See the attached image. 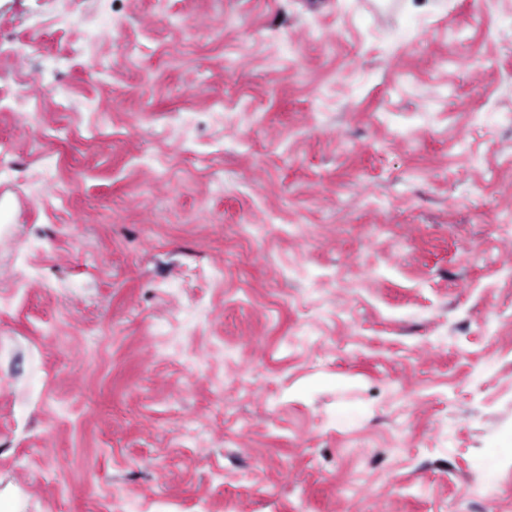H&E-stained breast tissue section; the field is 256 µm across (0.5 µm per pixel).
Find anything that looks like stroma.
Listing matches in <instances>:
<instances>
[{
    "label": "stroma",
    "mask_w": 512,
    "mask_h": 512,
    "mask_svg": "<svg viewBox=\"0 0 512 512\" xmlns=\"http://www.w3.org/2000/svg\"><path fill=\"white\" fill-rule=\"evenodd\" d=\"M89 11L0 0V512H512V0Z\"/></svg>",
    "instance_id": "1"
}]
</instances>
